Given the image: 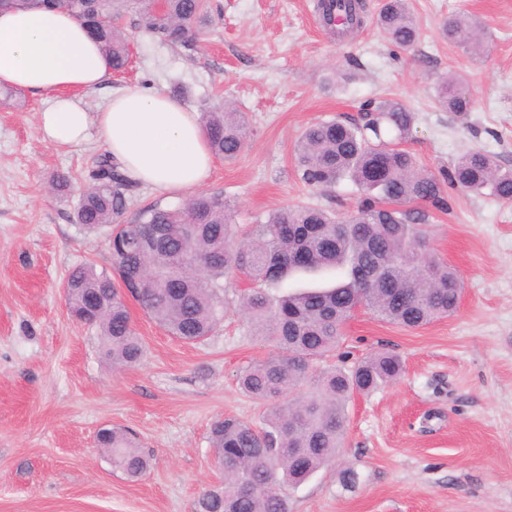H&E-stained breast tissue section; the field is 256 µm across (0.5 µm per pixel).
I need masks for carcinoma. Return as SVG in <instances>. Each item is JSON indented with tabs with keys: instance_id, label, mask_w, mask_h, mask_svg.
Returning a JSON list of instances; mask_svg holds the SVG:
<instances>
[{
	"instance_id": "cac0c4a2",
	"label": "carcinoma",
	"mask_w": 512,
	"mask_h": 512,
	"mask_svg": "<svg viewBox=\"0 0 512 512\" xmlns=\"http://www.w3.org/2000/svg\"><path fill=\"white\" fill-rule=\"evenodd\" d=\"M361 6V0L321 3L328 21L338 14L347 25L359 22ZM8 9L69 14L100 43L114 72L125 69L130 57L123 18L132 17L135 31L150 41L185 46L200 39L209 16L207 0H166L160 11L151 0H0V10ZM377 24L400 48L411 49L419 40L408 0H385ZM439 30L443 39L472 54L484 47L485 29L464 13L446 17ZM436 100L457 115L472 110L453 74L437 82ZM413 122L404 103L387 99L363 102L357 120L309 125L296 148L301 179L320 189L349 179L362 195L357 210L338 218L323 208L285 207L247 231L234 223V210L221 193L155 204L127 221L132 180L108 155L95 162L75 221L88 231L108 229L112 269L80 265L64 289L69 312L99 330L102 355L114 368L132 367L143 355L130 300L170 335L192 343L212 335L223 321L218 290L225 277L242 274L279 286L296 274L341 275L331 286L277 297L254 289L241 298L248 326L268 337L279 354L247 366L238 377L243 392L265 405L263 426L235 417L212 423L210 444L224 472L198 496L195 512H290L285 489L336 459L349 401L401 377L404 365L390 352L351 367L315 365L339 348L356 304L381 321L409 328L457 308L462 283L432 249L426 213L410 205L447 208L446 183L511 202L512 169L475 151L442 177L428 172L414 154L386 138L390 133L406 138ZM200 123L212 153L226 162L236 159L250 136L245 115L227 104L202 112ZM297 252L307 255L303 268L291 264ZM99 446L112 457V467L131 480L150 468V458L125 429L103 433Z\"/></svg>"
}]
</instances>
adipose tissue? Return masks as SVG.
Listing matches in <instances>:
<instances>
[{
	"label": "adipose tissue",
	"instance_id": "ef3b65f1",
	"mask_svg": "<svg viewBox=\"0 0 512 512\" xmlns=\"http://www.w3.org/2000/svg\"><path fill=\"white\" fill-rule=\"evenodd\" d=\"M111 77L98 44L82 23L61 11L0 13V85L45 103L42 140L81 145L96 127L108 153L134 179L168 193H189L215 168L197 113L168 96L139 88L113 91L97 113L75 99Z\"/></svg>",
	"mask_w": 512,
	"mask_h": 512
}]
</instances>
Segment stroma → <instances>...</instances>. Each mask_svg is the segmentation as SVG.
Here are the masks:
<instances>
[{
    "label": "stroma",
    "instance_id": "stroma-1",
    "mask_svg": "<svg viewBox=\"0 0 512 512\" xmlns=\"http://www.w3.org/2000/svg\"><path fill=\"white\" fill-rule=\"evenodd\" d=\"M383 0H364L362 26L331 34L318 0H210L211 22L194 47L130 37V63L108 88L80 94L100 111L111 91L173 95L194 112L232 102L251 137L231 163L216 160L204 192L223 193L248 228L274 210L307 203L354 212L344 180L305 184L295 145L311 123L356 116L368 99L401 100L415 116L401 146L424 169L452 168L466 152L512 167V0H411L420 39L404 51L375 24ZM464 11L492 34L480 57L442 39L441 20ZM454 72L473 101L466 116L442 110L438 77ZM43 104L23 91L0 95V512H193L214 482L211 423L259 422L261 405L240 391L241 368L274 356L236 309L251 281L224 283L230 310L215 335L181 342L130 303L145 353L113 370L97 329L73 320L62 286L78 264L111 267L107 234L88 233L74 209L97 135L57 148L37 130ZM71 173L66 195L49 188ZM429 213L439 256L463 282L456 312L418 329L366 311L346 327L352 358L389 350L405 363L393 384L352 399L334 462L288 488L291 512H512V203L450 190ZM104 427L129 430L153 456L136 481L96 447ZM354 470L355 485L342 473Z\"/></svg>",
    "mask_w": 512,
    "mask_h": 512
}]
</instances>
